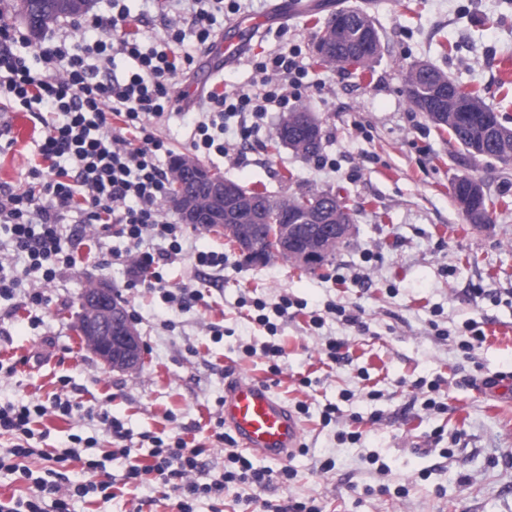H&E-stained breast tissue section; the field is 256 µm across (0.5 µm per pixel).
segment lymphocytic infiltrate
Segmentation results:
<instances>
[{
    "instance_id": "1",
    "label": "lymphocytic infiltrate",
    "mask_w": 512,
    "mask_h": 512,
    "mask_svg": "<svg viewBox=\"0 0 512 512\" xmlns=\"http://www.w3.org/2000/svg\"><path fill=\"white\" fill-rule=\"evenodd\" d=\"M224 0H190L188 29H168L165 38L151 44L127 32L130 16L123 0H112L107 31L77 41L68 36L49 37L33 49L47 66L34 70L27 55L15 52L26 38L0 11V96L31 113L47 110L64 114L60 124L49 125L40 147L48 168L32 167L33 184L17 193L0 187V230L13 251L27 258L28 273L52 281L58 264L76 265L74 252L64 251L60 225L65 212L76 200H83L85 221L100 224L102 235L118 232L125 237L137 257L132 284L142 281V271H150L151 289H165L166 283L156 267L168 256L179 255L182 246L180 225L163 219L160 205L167 197L169 176L154 161L164 150L162 139L148 132L146 118L170 116L174 106L171 81L192 64V56L178 58L174 52L186 35H194L199 48H207L214 37L217 13ZM130 58L132 67L123 77H99L89 58L110 62L113 53ZM261 72L271 74L263 94L233 95L211 89L202 105L203 114L195 129L193 151L224 154L222 135L227 117L249 112L263 118L270 105L288 106V90L295 87L303 70L295 56L275 54L258 62ZM62 71L59 79L51 71ZM121 118L123 129L113 128L111 118ZM167 240V253L142 250L145 238ZM83 403L55 399L52 405L8 403L0 405V435H11L15 443L7 454H0V472L13 475L31 492L26 497L0 501V512H70L75 497L107 493L112 484L95 480L96 461L88 460L87 480L73 481L64 473L68 461L77 458L76 450L49 456L44 475H35L23 466V459L36 456L31 441L35 433L33 417L60 414L68 417L82 411ZM202 447H188L183 439L174 444H156L149 465L138 458L127 460L125 477L138 481L151 475L172 484L177 494V512H194L201 497H220L227 483L238 481L264 488L291 478L288 469L273 472L254 467L242 453L232 450L220 477L208 482L196 478L204 464Z\"/></svg>"
}]
</instances>
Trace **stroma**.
Wrapping results in <instances>:
<instances>
[{"label":"stroma","mask_w":512,"mask_h":512,"mask_svg":"<svg viewBox=\"0 0 512 512\" xmlns=\"http://www.w3.org/2000/svg\"><path fill=\"white\" fill-rule=\"evenodd\" d=\"M310 9L261 27L245 58L224 69L229 91L259 85L253 66L263 55L298 46L307 85L298 101L322 121V150L308 159L269 143L281 118L270 110L250 143L236 119L224 134L227 155L202 165L273 197L331 191L355 213L351 236L334 258L308 272L274 259L258 265L229 247L222 234L184 226L183 251L162 271L172 289L200 292L187 307L161 293L128 287L131 259L119 236L99 237L98 227L75 211L61 226L79 251L75 267L48 283L32 285L24 258L0 251V266L20 276L22 289L0 298V403H50L61 396L92 407L94 417L48 415L35 419L41 448L53 451L83 439L101 464L97 477L112 484L111 500L89 497L71 512H171L169 487L127 482L120 445L146 457L152 437L203 445L207 482L224 470V447L211 438L223 415L224 385L241 376L268 386L299 413L301 449L285 461L252 455L254 466L293 469L288 486L260 489L229 484L217 499L201 498L195 512H253L264 502H313L321 512H512V162L469 154L439 133L405 94L408 68L423 63L464 88L481 89L487 104L512 127V0H310ZM146 39L183 24L165 0H125ZM345 7L363 9L380 35L370 70L317 65L313 45L328 18ZM197 110L152 124L165 142L161 168L191 154ZM13 137L0 151V185L28 190L39 160L43 125L19 108H0ZM481 180L499 199L493 224H468L450 194L460 176ZM223 254L220 269L199 268L195 251ZM111 283L135 315L145 353L133 372L113 370L81 345L74 329L81 294ZM38 287L46 302L30 311L26 291ZM292 303L277 319L276 335L252 318L250 303ZM345 307L358 324L342 321ZM484 332L470 356L460 342L468 322ZM342 341L344 358L327 359L329 342ZM283 348L272 374L261 348ZM336 421L323 423L326 404ZM128 431L112 437L98 412ZM359 433L358 441L341 433ZM332 461V470L320 469ZM409 489L396 495L397 486Z\"/></svg>","instance_id":"1"}]
</instances>
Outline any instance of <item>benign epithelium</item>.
Listing matches in <instances>:
<instances>
[{
    "mask_svg": "<svg viewBox=\"0 0 512 512\" xmlns=\"http://www.w3.org/2000/svg\"><path fill=\"white\" fill-rule=\"evenodd\" d=\"M298 131L307 143H318L319 118L312 112H295L284 116L278 124V133L286 142ZM177 167L193 184L190 190L177 180L171 186L172 203L182 223L205 224L224 233L233 240L238 252L256 264L264 263L270 254L284 252L293 265L309 269L335 251L351 232L352 225L344 222L320 223V216L310 211L311 205L306 201L305 217L286 210L267 218L269 232L259 243L254 237V225L234 219L246 205L236 183L216 177L189 156L179 157ZM85 304L80 326L90 350L114 370L138 369L144 349L141 336L122 305L113 298L110 286L95 284Z\"/></svg>",
    "mask_w": 512,
    "mask_h": 512,
    "instance_id": "7a95c632",
    "label": "benign epithelium"
}]
</instances>
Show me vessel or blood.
Masks as SVG:
<instances>
[{
    "label": "vessel or blood",
    "mask_w": 512,
    "mask_h": 512,
    "mask_svg": "<svg viewBox=\"0 0 512 512\" xmlns=\"http://www.w3.org/2000/svg\"><path fill=\"white\" fill-rule=\"evenodd\" d=\"M255 27V21L248 19L231 23L228 36L213 46L203 74L192 88V101L202 98L206 84L224 67L244 56ZM224 424L244 449L275 460L297 448L301 435L300 425L285 403L267 386L246 378H236L224 385Z\"/></svg>",
    "instance_id": "obj_1"
}]
</instances>
